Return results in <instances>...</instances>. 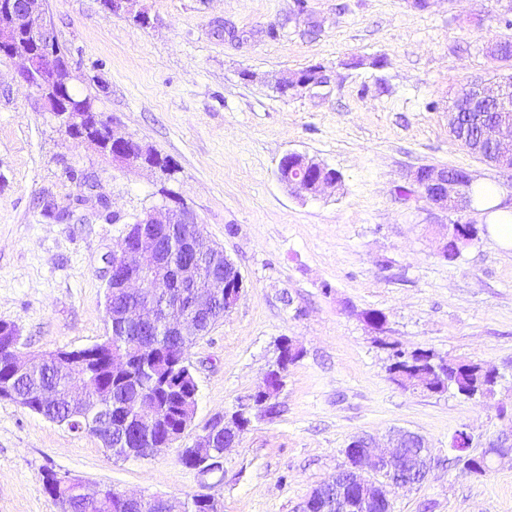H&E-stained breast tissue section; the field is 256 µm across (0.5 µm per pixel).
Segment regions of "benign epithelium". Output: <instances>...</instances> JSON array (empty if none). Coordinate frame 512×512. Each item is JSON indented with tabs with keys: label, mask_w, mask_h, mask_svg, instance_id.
Returning a JSON list of instances; mask_svg holds the SVG:
<instances>
[{
	"label": "benign epithelium",
	"mask_w": 512,
	"mask_h": 512,
	"mask_svg": "<svg viewBox=\"0 0 512 512\" xmlns=\"http://www.w3.org/2000/svg\"><path fill=\"white\" fill-rule=\"evenodd\" d=\"M100 4L109 13L122 11L132 18L139 16V12L135 11L136 0H100ZM19 29L27 33L32 45L41 48V58H35L27 50L14 48L7 49V58L18 62L19 78L33 90L37 100L56 118L59 126L67 133L78 134L80 141L94 146L119 168L142 166L126 148L127 144L136 143L131 134L111 124L112 140L101 139L96 134V130L105 122L100 113L79 112L72 108L65 112L58 111V101L48 92L45 81L34 77L38 71L46 75L56 70L59 64L56 58L57 38L51 21L47 20L45 0H22V7L12 14V21L0 25V47L9 42L12 33ZM507 94L508 88L503 83H478L469 96L466 112H482L487 106L502 102ZM490 146L493 164L512 171L511 108L505 107L498 112ZM290 156L302 161V167L288 170ZM276 176L289 192L314 200L325 188L339 181L336 170L301 152H289L283 156ZM410 181L442 213L460 217L473 211V206L467 204L461 195L460 178L448 167L420 166L411 172ZM134 227L135 230L126 232L119 249L112 253L106 270V287L112 290V294L124 298L116 319L127 327L132 324L153 325L162 316L166 328L171 332L192 326L199 335H204L205 331L193 321L194 315L217 304L224 305L226 313L234 308L243 290V276L239 268L223 249L207 240L196 214L169 195H162V203L135 218ZM176 250L191 255L193 261L179 269L180 290L174 292L171 290L169 271ZM13 336L8 356L18 368L23 369L36 356L20 350L19 332H14ZM299 353L300 348L292 340H284L275 363L265 375L263 387L249 395L236 410L214 417L204 427V434L187 448L201 473L208 474L221 468L225 450L240 443L243 432L238 430L236 423L242 417L254 411L267 418L280 413L277 402L279 388L271 384V377L280 374L285 359ZM220 437L224 438V449L213 454L210 448ZM388 442L393 451L386 454L381 452L371 436L351 439L347 445V460L349 473L354 475L358 489L352 500L342 499L340 512H377L380 503L388 502L383 485L410 486L401 478L402 470L408 465L401 447V431L390 433ZM489 447L490 457L499 462L512 461V433L499 435L490 442ZM60 480L75 485L88 501L100 496V491L90 490L78 477L62 475Z\"/></svg>",
	"instance_id": "7a95c632"
}]
</instances>
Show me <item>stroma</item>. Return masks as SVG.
<instances>
[{"mask_svg": "<svg viewBox=\"0 0 512 512\" xmlns=\"http://www.w3.org/2000/svg\"><path fill=\"white\" fill-rule=\"evenodd\" d=\"M140 7L144 25L99 0H46L74 92L168 157L172 179L115 167L69 138L0 59V322L32 353L104 339L107 260L165 189L235 262L243 292L190 349L196 415L161 454L115 458L95 436L0 400V512H59L48 470L146 499L206 495L221 512H301L354 436L393 427L432 451L420 486L388 487L393 512H512V463L465 475L450 448L460 429L477 449L512 429V250L484 232L448 262L438 242L450 217L399 193L417 167L448 166L512 206V172L448 128L460 88L500 73L485 46L505 34L512 0H433L423 11L412 0H308L303 15L294 0ZM314 65L327 86L273 90L275 75ZM289 151L323 160L340 183L317 201L286 191L276 169ZM44 198L69 220L45 218ZM372 309L384 330L366 322ZM286 338L302 354L284 374L279 415L253 422L220 471L185 467L182 448L258 388ZM393 343L479 362L507 382L485 401L402 388L389 372Z\"/></svg>", "mask_w": 512, "mask_h": 512, "instance_id": "1", "label": "stroma"}]
</instances>
